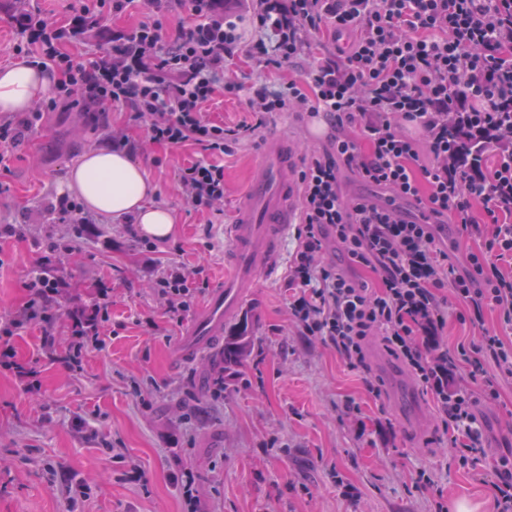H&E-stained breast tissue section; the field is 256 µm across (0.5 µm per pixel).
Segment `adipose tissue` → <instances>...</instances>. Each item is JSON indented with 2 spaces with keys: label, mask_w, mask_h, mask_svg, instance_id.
<instances>
[{
  "label": "adipose tissue",
  "mask_w": 512,
  "mask_h": 512,
  "mask_svg": "<svg viewBox=\"0 0 512 512\" xmlns=\"http://www.w3.org/2000/svg\"><path fill=\"white\" fill-rule=\"evenodd\" d=\"M54 81L40 67L17 61L0 67V112H25L49 95ZM66 189L101 219L133 216L139 231L168 239L176 231L175 215L153 204L157 187L125 149L102 145L88 149L70 167Z\"/></svg>",
  "instance_id": "adipose-tissue-1"
}]
</instances>
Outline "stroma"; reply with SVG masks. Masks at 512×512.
<instances>
[{"label": "stroma", "instance_id": "stroma-1", "mask_svg": "<svg viewBox=\"0 0 512 512\" xmlns=\"http://www.w3.org/2000/svg\"><path fill=\"white\" fill-rule=\"evenodd\" d=\"M149 0L102 19L104 35L69 45L88 57L110 46V31L150 20ZM231 79L244 84L284 82L299 68L268 72L247 53L227 63ZM124 128L157 186L156 204L176 217V233L147 255L146 240L122 219L96 221L67 235L45 198L64 192L69 168L91 147L109 143ZM266 130L224 156V212L194 210L179 194L178 168L202 158L200 147L160 146L128 109L100 116L80 108L44 112L25 132L8 169H0V225L18 233L0 239V318L27 299L25 284L50 245L65 243L75 258L63 272L69 283L57 336H66L71 310L107 289L110 320L103 349L89 352L81 375L45 359L38 327L14 341L21 361L40 373L39 391L26 392L0 373V512H67L65 480L91 486L77 512H186L179 483L191 475L202 512H448L467 502L489 512L482 480L512 448V380L499 396L480 400L478 414L487 450L474 467H460L439 432L438 410L405 366L372 344V376L382 399L364 386L365 375L347 368L335 349L298 334L288 322V268L295 238H288L283 266L258 276L241 305L253 317L255 350L224 396L214 399L211 378L223 365L219 344L183 355L178 346L196 322L192 307L182 323L149 335L146 319L162 321L154 280L169 264H202L210 283L224 276V227L232 223L257 172ZM143 393H136L135 384ZM353 413H346V405ZM88 422L78 429L76 417ZM119 449L106 454L103 442ZM438 474V491L414 486V470Z\"/></svg>", "mask_w": 512, "mask_h": 512}]
</instances>
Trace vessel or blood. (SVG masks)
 Wrapping results in <instances>:
<instances>
[{
	"label": "vessel or blood",
	"mask_w": 512,
	"mask_h": 512,
	"mask_svg": "<svg viewBox=\"0 0 512 512\" xmlns=\"http://www.w3.org/2000/svg\"><path fill=\"white\" fill-rule=\"evenodd\" d=\"M296 162L287 135L271 130L259 165L260 178L249 189L234 223L225 225L224 282L204 302L188 335L187 350H194L219 335L224 321L241 304L262 274L280 266L282 247L292 224L299 220V186L291 176Z\"/></svg>",
	"instance_id": "1"
}]
</instances>
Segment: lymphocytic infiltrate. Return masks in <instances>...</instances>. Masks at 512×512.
<instances>
[{
    "label": "lymphocytic infiltrate",
    "mask_w": 512,
    "mask_h": 512,
    "mask_svg": "<svg viewBox=\"0 0 512 512\" xmlns=\"http://www.w3.org/2000/svg\"><path fill=\"white\" fill-rule=\"evenodd\" d=\"M79 24L45 18L23 29L16 55L50 67L56 99L67 106L129 108L154 144L198 145L206 156L181 167L183 198L198 211L224 203L219 156L257 126L284 112L321 118L326 147L298 174L301 225L288 268V312L300 335L336 349L347 367L367 370L370 337L408 368L443 416L461 465L485 454L478 398H497L512 379V342L483 331L479 343L449 353L442 344L450 289L461 321L482 322L493 308L512 330V0H264L251 15L224 0H191L196 23L172 42L162 32L170 0H152V20L112 32V49L84 60L66 52L82 21L120 13L134 0H79ZM323 32L334 55L298 78L245 86L227 78L226 62L256 34L252 55L270 70L309 55V30ZM245 97L247 114L227 126L206 108L216 92ZM414 200L418 217L340 191V168ZM456 225L477 241L456 273L437 225ZM334 239L345 264L327 260ZM69 248L50 247L26 284L25 304L0 322V371L29 391L39 372L18 359L15 337L39 326L41 346L72 373L104 345L108 306L95 301L70 315L69 334L55 333L57 301L68 282L58 269ZM205 266L169 265L155 295L167 322L181 323L208 285ZM495 374H488L485 359Z\"/></svg>",
    "instance_id": "1"
}]
</instances>
